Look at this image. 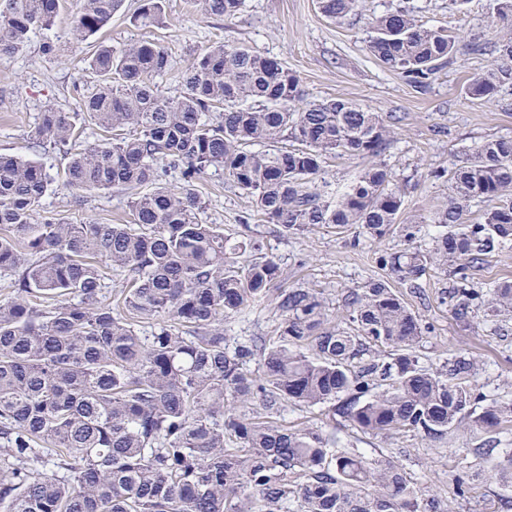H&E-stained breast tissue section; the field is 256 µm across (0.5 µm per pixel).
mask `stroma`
I'll list each match as a JSON object with an SVG mask.
<instances>
[{"mask_svg": "<svg viewBox=\"0 0 512 512\" xmlns=\"http://www.w3.org/2000/svg\"><path fill=\"white\" fill-rule=\"evenodd\" d=\"M76 3L67 0L54 25L32 33L22 51L0 57V154L27 152L29 132L47 105L73 107L93 79L85 59L94 45L130 44L148 35L169 52V70L159 80L168 96L179 94L187 64L214 42L223 41L275 57L295 71L307 100L346 98L398 116L397 135L384 159L407 176L405 206L412 213L433 212L448 199L446 179L427 178L426 167L455 168L478 144L512 137V85L501 87L490 100L468 92L473 77L499 66L497 53L456 55L427 86L419 87L381 66L366 47L369 17L403 4L414 7L425 23L447 28L458 43L489 39L487 0H465L458 8L449 0H364L361 14L341 23L324 16L318 0H247L243 13L228 22L205 14L200 0H165V22L150 32L138 20L141 0H123L103 32L83 42L70 36ZM48 41L59 44L61 53L44 54L42 46ZM34 158L53 180L39 219L74 224L129 221L131 191L115 187L77 197L62 186L68 163L64 149L49 146ZM196 189L203 203L201 223L217 224L228 232L249 223L279 263L282 287L317 289L332 320L343 315L350 289L381 277L379 254L399 243L394 235L372 242L351 231L339 235L323 229L283 236L276 225L252 216L248 200L220 170L209 171ZM451 285L448 277L429 274L420 279L418 290L399 288L426 328L417 349L421 363L440 367L459 356L475 359L468 377L471 387L487 399L512 401V319L477 328L456 321L442 299ZM279 323L276 299L268 297L225 324L226 343L232 347L254 337L276 341ZM281 422L335 434L340 447L365 460L395 461L414 481L447 501L449 512H512L492 480L473 483L465 496L455 494V479L463 466L478 460L490 470L498 461L494 455L477 457V448L487 442L498 449L512 448V422L489 433L463 425L440 438L400 433L387 440L357 431L325 408L290 405Z\"/></svg>", "mask_w": 512, "mask_h": 512, "instance_id": "35a3bbf8", "label": "stroma"}]
</instances>
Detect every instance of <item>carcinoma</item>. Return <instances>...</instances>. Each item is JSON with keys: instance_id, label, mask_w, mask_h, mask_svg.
I'll use <instances>...</instances> for the list:
<instances>
[{"instance_id": "cac0c4a2", "label": "carcinoma", "mask_w": 512, "mask_h": 512, "mask_svg": "<svg viewBox=\"0 0 512 512\" xmlns=\"http://www.w3.org/2000/svg\"><path fill=\"white\" fill-rule=\"evenodd\" d=\"M65 2L0 0V55L23 50ZM121 2L78 0L72 38L101 31ZM143 2V26L163 24L164 0ZM244 4L203 0L226 21ZM361 4L318 0L336 22ZM487 25L503 64L468 91L491 99L512 81V0H489ZM369 28V53L418 86L455 53L445 28L408 7L372 16ZM168 65L149 36L101 45L88 62L95 84L75 110L109 137L77 144L75 114L56 106L30 134L31 150L67 148L65 188L136 191L128 223H36L49 174L25 155L0 154V275L12 288L0 300V512H448L395 462L368 463L336 449L333 436L275 418L286 404L327 405L376 437L512 421V404L463 381L466 360L419 364L425 327L395 288L450 273L456 320L512 315V281L484 291L468 276L512 244V139L482 142L449 173L429 170L448 177V202L427 217L409 214L398 175L381 160L397 117L344 98L307 103L296 72L244 45L219 42L194 57L176 96L158 85ZM329 154L375 162L336 190L323 177ZM160 163L181 172V186L160 183ZM211 168L285 236L325 227L399 237V249L378 256L385 275L350 291L347 326L329 321L316 289H283L278 341L228 351L224 323L264 301L281 270L249 225L231 237L199 223L194 182ZM475 200L490 203L480 222L468 219ZM424 224L443 227L428 252L417 245ZM118 268L132 277L112 305L107 271ZM150 320L159 327L141 333L137 324ZM255 397L256 415L245 410ZM497 475L511 492V451ZM481 477L467 466L456 493Z\"/></svg>"}]
</instances>
